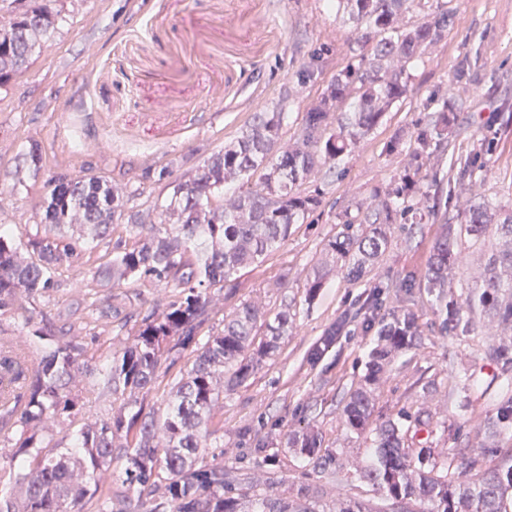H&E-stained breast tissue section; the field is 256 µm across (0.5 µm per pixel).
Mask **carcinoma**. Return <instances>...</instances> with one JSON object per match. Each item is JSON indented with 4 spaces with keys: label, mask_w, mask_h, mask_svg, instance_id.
Instances as JSON below:
<instances>
[{
    "label": "carcinoma",
    "mask_w": 512,
    "mask_h": 512,
    "mask_svg": "<svg viewBox=\"0 0 512 512\" xmlns=\"http://www.w3.org/2000/svg\"><path fill=\"white\" fill-rule=\"evenodd\" d=\"M58 0L22 6L13 22L0 28V87L23 72L62 21ZM407 0H336V13L355 23L356 41L367 52L348 63L332 79L329 94L303 113L296 142L279 148L290 98L282 95L253 114L239 136L224 144L194 170L172 185L161 215L177 216L147 223L141 211L112 190L111 182L95 174H55L45 185L36 232L28 237L30 258L20 257L15 229L0 225V311H13L31 322L22 296L44 295L59 286L64 271L83 272L100 241L125 226L128 239L118 240L106 261L90 269L100 287L148 281L176 294L163 316L150 311L123 349L105 356L91 352L81 336H53L34 330L51 343L40 350L37 365L11 336H0V440L13 448L11 462L27 470L20 500L0 497V512H319L305 494L283 500L257 492H238L222 463L205 461L215 408L224 388L232 391L279 349L291 328L288 305L273 313L247 303L224 319L212 335L201 332L211 321L214 296L238 288L239 272L257 266L306 223L320 203L300 187L320 166L334 164L376 129L388 109L408 90L406 65L439 43L452 23L448 0H436L422 20L404 21ZM455 112L447 105L426 127L406 138L396 135L391 152L407 151L418 161L431 146L448 140ZM38 143L26 153L13 186L25 185V172L41 168ZM480 166L476 159L459 161L454 185L475 187ZM240 181L237 195L222 204L224 184ZM377 208L360 203L356 213L345 211L342 229L327 240L324 256L306 276V297L315 299L326 279L343 270L359 279L391 245V226L410 214L420 224L425 214L405 205L412 187L409 174L397 177ZM479 253L482 269L473 280L454 281L461 261L459 248ZM427 288L445 304L442 329L468 336L478 329L507 331L488 356L498 376L512 380V206L482 200L445 221L428 263ZM338 320L325 329L308 358L317 363L345 331ZM263 334L257 333V327ZM388 348L417 344L420 330L414 312L391 313L380 329ZM192 355L190 366L169 393L166 412L145 411L162 362ZM378 369L364 377L342 410L344 427L373 434L371 461L354 466L363 481L387 501L392 512H512V464L484 469L477 461L471 472L454 477V459L442 467L424 449L408 444L412 416L400 411L370 428L372 385ZM122 399L118 407L90 421L78 419L82 392ZM57 423L69 430L73 446L63 448L42 434ZM492 426L512 428V397L498 408ZM293 447L312 461L317 472L335 460L323 448L322 436L309 431L293 438ZM123 461L121 487L100 479L99 472Z\"/></svg>",
    "instance_id": "carcinoma-1"
}]
</instances>
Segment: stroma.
<instances>
[{"label": "stroma", "mask_w": 512, "mask_h": 512, "mask_svg": "<svg viewBox=\"0 0 512 512\" xmlns=\"http://www.w3.org/2000/svg\"><path fill=\"white\" fill-rule=\"evenodd\" d=\"M453 23L445 37L408 69L409 90L382 124L335 167H320L302 186L321 204L310 223L291 235L259 266L241 271L231 298L216 295L211 324L242 303L271 311L287 306L293 329L278 352L244 385L225 392L209 436L215 461L243 485L291 498L308 488L331 512L337 500L364 502L371 512L389 503L360 481L353 464L372 447L370 434L345 430L342 408L363 380L379 343L365 311L380 297L382 312L415 313L422 342L391 357L374 391L371 421L399 410L421 417L409 429L412 444L440 462L455 456L466 465L486 440V421L507 393L484 352L492 335H447L445 313L425 274L445 219L463 211L470 191L452 189L448 175L471 155L486 165L482 198L512 205V0H451ZM64 20L39 57L0 89V225L34 226L43 183L58 172L83 169L106 176L128 193L130 208L163 202L166 181H142L144 171L177 164L189 170L237 136L251 114L290 92L286 139H295L298 114L318 105L331 78L360 52L350 24L324 0H59ZM322 65L306 83L297 73L311 57ZM469 75L460 78V65ZM456 112L455 136L425 158L422 180L409 203L426 210L420 224H397L383 259L351 281L333 276L315 300L306 298V275L320 262L344 210L372 202L394 186L409 157L386 145L397 132L424 127L444 105ZM42 151L40 171L12 189L29 142ZM48 296L31 298L35 326L88 338L106 353L130 340L148 311L162 312L171 289L145 283L96 288L97 299L117 308L110 324H89V299L75 273ZM407 280L410 294L389 284ZM349 317L342 336L318 363L308 353L324 330ZM481 378L470 386V374ZM317 431L336 453L331 471L315 472L289 444L304 428Z\"/></svg>", "instance_id": "1"}]
</instances>
